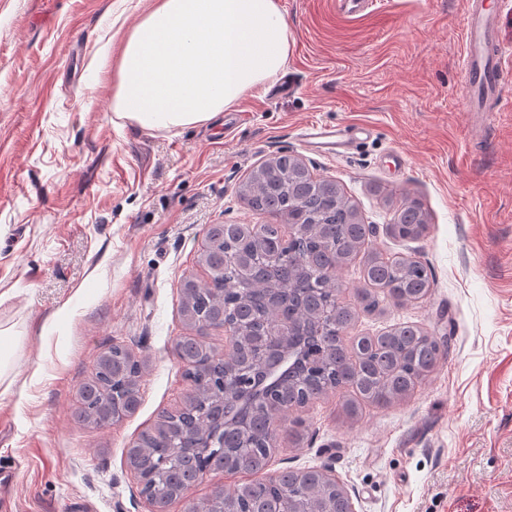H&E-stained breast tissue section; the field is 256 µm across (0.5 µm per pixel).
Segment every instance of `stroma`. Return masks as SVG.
<instances>
[{"label":"stroma","instance_id":"1","mask_svg":"<svg viewBox=\"0 0 512 512\" xmlns=\"http://www.w3.org/2000/svg\"><path fill=\"white\" fill-rule=\"evenodd\" d=\"M279 3L282 80L174 134L117 119L95 68L141 0H0V512H149L126 454L189 390L180 281L205 277L209 225L269 223L239 187L283 152L340 185L379 252L432 274L352 335L409 322L447 354L389 407L349 418L333 393L288 411L267 474L332 465L356 512H512V80L507 103L462 111L468 0ZM313 121L370 134L321 154L300 140ZM406 196L427 213L413 241L389 231ZM113 344L147 364L140 405L91 428L78 388Z\"/></svg>","mask_w":512,"mask_h":512}]
</instances>
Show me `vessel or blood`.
Listing matches in <instances>:
<instances>
[{
	"mask_svg": "<svg viewBox=\"0 0 512 512\" xmlns=\"http://www.w3.org/2000/svg\"><path fill=\"white\" fill-rule=\"evenodd\" d=\"M463 70L466 94L462 106L470 112L482 111L485 101L504 100L503 50L495 34V16L481 7H470L466 16ZM301 139L309 145L326 146L348 152L353 140L344 130L318 122L305 125Z\"/></svg>",
	"mask_w": 512,
	"mask_h": 512,
	"instance_id": "b4317fda",
	"label": "vessel or blood"
}]
</instances>
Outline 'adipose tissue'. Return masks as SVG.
<instances>
[{"mask_svg":"<svg viewBox=\"0 0 512 512\" xmlns=\"http://www.w3.org/2000/svg\"><path fill=\"white\" fill-rule=\"evenodd\" d=\"M99 54L117 118L167 132L202 125L288 61L279 0H147L139 23Z\"/></svg>","mask_w":512,"mask_h":512,"instance_id":"obj_1","label":"adipose tissue"}]
</instances>
